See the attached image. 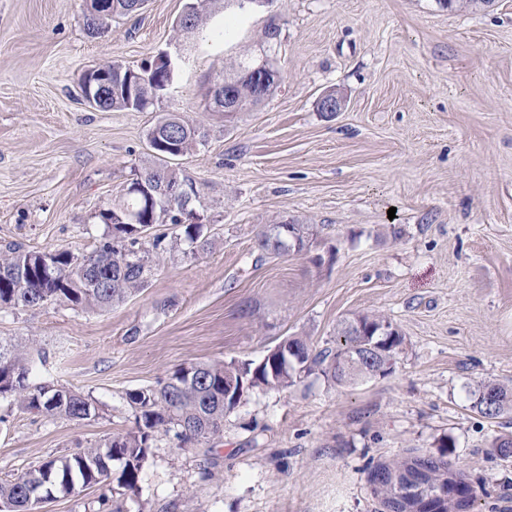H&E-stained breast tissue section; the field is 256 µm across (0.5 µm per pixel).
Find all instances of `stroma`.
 Masks as SVG:
<instances>
[{
  "instance_id": "obj_1",
  "label": "stroma",
  "mask_w": 512,
  "mask_h": 512,
  "mask_svg": "<svg viewBox=\"0 0 512 512\" xmlns=\"http://www.w3.org/2000/svg\"><path fill=\"white\" fill-rule=\"evenodd\" d=\"M186 3L148 0L93 35L86 0H0V252H92L99 211L153 165L147 134L169 112L206 132L174 167L201 192L211 242L196 254L157 224L162 260L125 301L0 310L30 382L96 410L75 422L0 399V482L134 430L127 392L179 366L258 361L293 336L330 347L343 320L375 313L403 336L390 373L250 390L219 437L158 433L137 494L94 486L51 512H379L373 466L444 443L472 512H512V461L492 446L512 410L472 406L479 383L512 388V0L231 2L199 33L174 26ZM162 52L174 81L149 109L82 101L86 70ZM245 52L271 57L277 87L212 111L210 82ZM331 90L346 106L330 116L318 101ZM289 222L319 234L261 255L263 228Z\"/></svg>"
}]
</instances>
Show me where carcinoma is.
I'll return each instance as SVG.
<instances>
[{
	"label": "carcinoma",
	"instance_id": "cac0c4a2",
	"mask_svg": "<svg viewBox=\"0 0 512 512\" xmlns=\"http://www.w3.org/2000/svg\"><path fill=\"white\" fill-rule=\"evenodd\" d=\"M140 0H112V13H88L87 27L98 31L115 16H130ZM204 5L191 0L185 6L187 23L179 24L182 31L198 29L207 20V11L215 10L222 0H207ZM257 62L244 54L226 70L224 78L234 81L235 107L230 109L218 96L207 95L209 106L217 112H242L259 104L274 87L259 89L245 79ZM112 75L131 79V88L113 87L110 100L103 110L142 111L152 105L173 83L175 66L172 59L131 69L119 63L107 66ZM173 141L177 150L189 154L202 143L205 134L184 115L162 117L149 131L148 137ZM136 177L154 188L168 180L180 179L192 186V196L175 202L150 206L147 198L118 191L110 206L111 212L99 214L106 233L98 247L89 255L79 257L69 250L34 251L10 248L0 255V309L33 308L47 302L69 303L84 309H108L124 301L144 287L150 251L143 247V236L137 224L108 223L114 212H128L147 224L169 222L181 228V234L192 249H206L208 238L205 224H182L183 210L194 209L199 200L196 183L187 175L180 176L168 168L167 162L155 159L153 167ZM314 236L311 224H270L258 237V249L265 254L300 252ZM46 258L51 271L40 272L38 260ZM360 323L364 335L348 329L350 323ZM403 337L392 322L376 315L359 314L338 329L336 346L312 349L304 340L294 337L288 344L301 354L298 362L283 363L281 347L270 351L259 362L224 364H190L173 371L158 389L133 390L126 394L135 411L136 428L116 436L103 445L89 446L63 458L44 461L34 472L49 478L46 487L55 494H70L77 488L108 482L112 463L120 462L118 486L129 493L138 491L139 474L148 461L156 434L160 430H176L183 443L209 438L224 430V417L232 412L243 393L256 387L288 388L301 375L315 371L323 373L337 384L356 381L375 374L379 368L394 362ZM28 353L9 340L0 339V397L12 399L18 407L36 414L83 421L91 418L92 407L87 398L73 391L48 385H32ZM234 385L236 398H224V384ZM474 405L488 418H497L512 408V390L500 383L482 382L472 393ZM380 486L374 494L383 506L403 499L412 505L422 494L431 495L439 487L452 485L462 489L463 496L434 498L426 503L429 512H470L476 499L469 483L448 461L446 452L413 454L381 462L375 468ZM0 498H8L14 512H34V497L28 481L22 477L0 483Z\"/></svg>",
	"mask_w": 512,
	"mask_h": 512
}]
</instances>
